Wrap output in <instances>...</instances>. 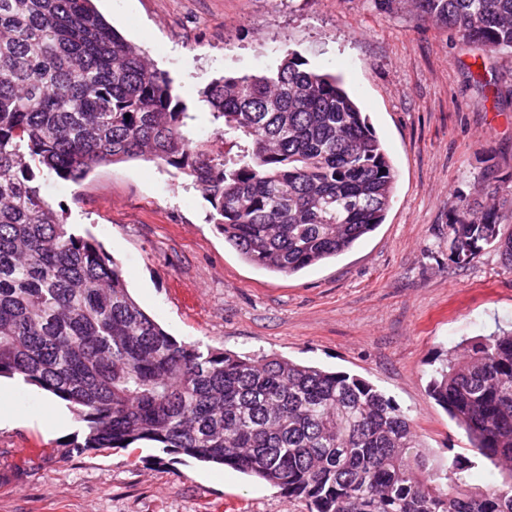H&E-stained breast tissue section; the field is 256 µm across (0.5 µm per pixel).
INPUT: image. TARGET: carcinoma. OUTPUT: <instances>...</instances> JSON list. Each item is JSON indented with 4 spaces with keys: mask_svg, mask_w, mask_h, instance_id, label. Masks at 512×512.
<instances>
[{
    "mask_svg": "<svg viewBox=\"0 0 512 512\" xmlns=\"http://www.w3.org/2000/svg\"><path fill=\"white\" fill-rule=\"evenodd\" d=\"M419 18L512 53V0H415ZM209 137L174 81L93 0H0V377L18 375L85 423L79 452L151 443L303 499L310 512H512V332L462 346L430 396L470 448L431 459L370 382L275 355L179 342L134 300L92 235L72 233L42 179L153 159L192 178L210 221L248 263L295 274L385 219L397 173L338 78L285 53L274 69L200 92ZM130 118H125V115ZM512 197L451 205L449 259L495 245ZM486 460L502 481L470 486Z\"/></svg>",
    "mask_w": 512,
    "mask_h": 512,
    "instance_id": "cac0c4a2",
    "label": "carcinoma"
}]
</instances>
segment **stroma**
I'll list each match as a JSON object with an SVG mask.
<instances>
[{
	"label": "stroma",
	"mask_w": 512,
	"mask_h": 512,
	"mask_svg": "<svg viewBox=\"0 0 512 512\" xmlns=\"http://www.w3.org/2000/svg\"><path fill=\"white\" fill-rule=\"evenodd\" d=\"M195 114L225 74L263 72L284 52L340 76L397 172L383 224L337 258L293 275L246 263L209 221L190 178L152 160L103 164L42 195L78 235L119 263L137 303L171 336L238 354H275L359 376L412 420L441 464L468 446L430 397L459 344L512 329V269L492 246L448 259V206L512 195V56L485 70L478 50L421 21L411 0H95ZM15 383L0 424V512H309L277 488L224 467L137 448L70 451L76 416Z\"/></svg>",
	"instance_id": "obj_1"
}]
</instances>
